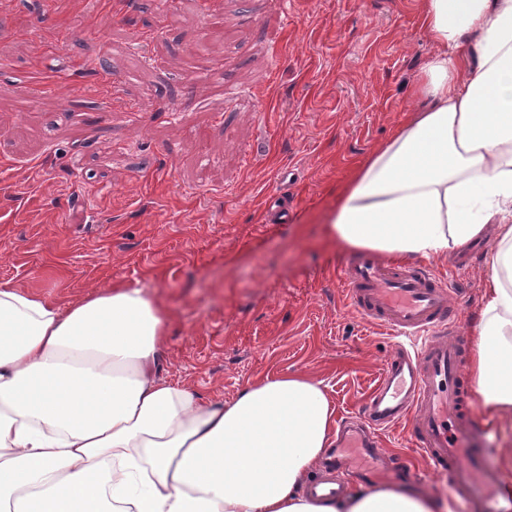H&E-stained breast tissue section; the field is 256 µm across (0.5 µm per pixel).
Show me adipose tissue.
Masks as SVG:
<instances>
[{
  "label": "adipose tissue",
  "mask_w": 512,
  "mask_h": 512,
  "mask_svg": "<svg viewBox=\"0 0 512 512\" xmlns=\"http://www.w3.org/2000/svg\"><path fill=\"white\" fill-rule=\"evenodd\" d=\"M423 21L420 106L358 165L331 230L404 258L496 226L473 362L493 425L512 412V0H424ZM166 324L139 288L62 308L0 283V512H447L388 488L306 495L336 426L320 383L280 374L203 400L156 374Z\"/></svg>",
  "instance_id": "obj_1"
}]
</instances>
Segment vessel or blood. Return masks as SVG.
Listing matches in <instances>:
<instances>
[{
	"label": "vessel or blood",
	"instance_id": "obj_1",
	"mask_svg": "<svg viewBox=\"0 0 512 512\" xmlns=\"http://www.w3.org/2000/svg\"><path fill=\"white\" fill-rule=\"evenodd\" d=\"M340 278L358 314L399 336H420L419 349H400L385 364L366 400L368 426L345 427L335 459L336 478L310 482V494L339 493L341 474L357 472L350 448L370 451V427H387L410 418L433 466H446L454 491L469 500L473 512H496L497 472L485 469L475 453L480 435L471 418L473 394L461 368L459 345L448 342L454 323L451 288L426 267L407 266L364 252L340 270Z\"/></svg>",
	"mask_w": 512,
	"mask_h": 512
}]
</instances>
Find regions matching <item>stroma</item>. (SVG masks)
Here are the masks:
<instances>
[{
  "label": "stroma",
  "instance_id": "1",
  "mask_svg": "<svg viewBox=\"0 0 512 512\" xmlns=\"http://www.w3.org/2000/svg\"><path fill=\"white\" fill-rule=\"evenodd\" d=\"M214 2L179 5V24L149 36L155 0L92 18L82 0H0V283L62 305L143 289L168 321L160 377L229 403L299 372L341 424L398 339L351 304L339 272L356 251L330 223L358 164L417 107L434 50L421 0ZM64 28L77 34L55 69L44 46ZM101 55L111 74L81 76ZM283 188L288 219L267 223ZM494 244L490 230L470 241L467 267L424 260L461 294L468 362ZM378 445L468 512L408 421ZM507 448L512 421L482 426L485 467Z\"/></svg>",
  "mask_w": 512,
  "mask_h": 512
}]
</instances>
